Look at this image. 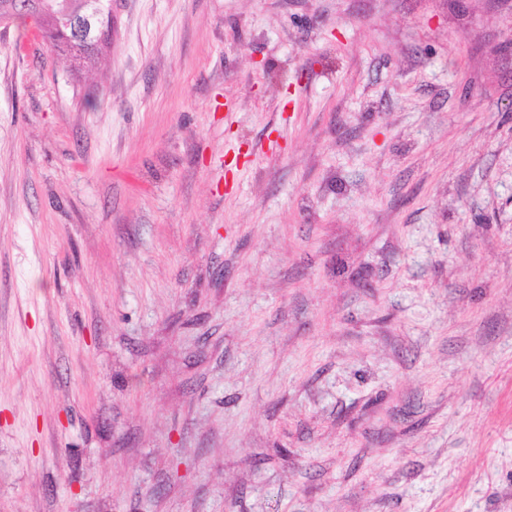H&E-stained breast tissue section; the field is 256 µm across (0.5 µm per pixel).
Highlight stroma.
<instances>
[{"mask_svg":"<svg viewBox=\"0 0 512 512\" xmlns=\"http://www.w3.org/2000/svg\"><path fill=\"white\" fill-rule=\"evenodd\" d=\"M0 512H512V0L0 21ZM41 1L40 10L32 13H16L11 19L23 24L28 19L33 20L40 31L44 41L57 49L58 52L69 55L72 59H82L86 68L96 64L99 56L110 47L112 43V14H110L103 26L104 42L102 46L93 47L91 44L79 39L75 33L66 27L68 16L75 12V2L81 0H31ZM58 19V23L54 19ZM83 65V66H84ZM99 1L84 0L80 16L73 19L74 30L86 39L98 38L99 31L93 26L92 20L98 16Z\"/></svg>","mask_w":512,"mask_h":512,"instance_id":"stroma-1","label":"stroma"}]
</instances>
